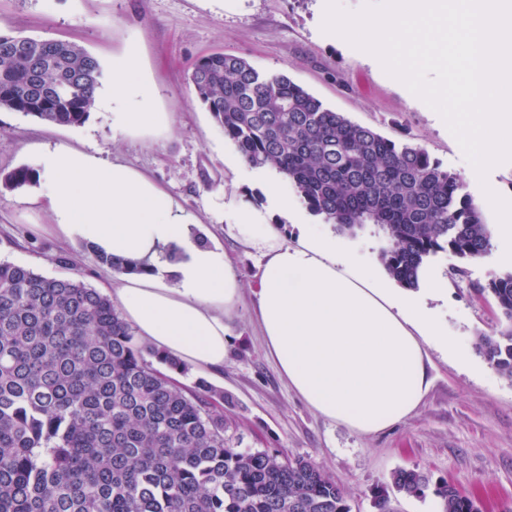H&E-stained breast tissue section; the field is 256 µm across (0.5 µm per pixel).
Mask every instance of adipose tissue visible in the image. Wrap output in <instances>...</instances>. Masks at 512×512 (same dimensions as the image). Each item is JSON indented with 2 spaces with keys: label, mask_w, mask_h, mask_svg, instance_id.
Masks as SVG:
<instances>
[{
  "label": "adipose tissue",
  "mask_w": 512,
  "mask_h": 512,
  "mask_svg": "<svg viewBox=\"0 0 512 512\" xmlns=\"http://www.w3.org/2000/svg\"><path fill=\"white\" fill-rule=\"evenodd\" d=\"M149 93L137 50L127 49L113 64L112 118L130 136L168 126L166 113L131 111L132 97ZM34 153L32 201L53 221L32 232L124 260L105 291L135 335L193 369L223 370L226 319L243 289L231 256L197 237L185 206L145 173L66 145ZM230 230L261 256L255 315L281 374L315 411L373 435L418 408L428 349L456 348L421 298L361 269L335 242L281 240L249 206Z\"/></svg>",
  "instance_id": "obj_1"
}]
</instances>
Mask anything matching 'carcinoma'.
<instances>
[{
  "instance_id": "cac0c4a2",
  "label": "carcinoma",
  "mask_w": 512,
  "mask_h": 512,
  "mask_svg": "<svg viewBox=\"0 0 512 512\" xmlns=\"http://www.w3.org/2000/svg\"><path fill=\"white\" fill-rule=\"evenodd\" d=\"M103 76L80 45L0 31V109L47 124L85 123ZM197 99L253 168H274L307 209L354 235L383 233L379 260L416 289L428 261L484 256L491 232L456 174L409 141L352 122L285 74L216 52L189 74ZM37 183L22 165L0 177ZM499 328L476 348L512 381V271L478 288ZM186 368L139 341L112 300L81 280L0 262V512H350L316 464L241 448L224 429V395L189 392L156 365ZM429 476L393 475L419 496ZM442 512H482L454 485Z\"/></svg>"
}]
</instances>
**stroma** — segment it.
Wrapping results in <instances>:
<instances>
[{
  "label": "stroma",
  "instance_id": "35a3bbf8",
  "mask_svg": "<svg viewBox=\"0 0 512 512\" xmlns=\"http://www.w3.org/2000/svg\"><path fill=\"white\" fill-rule=\"evenodd\" d=\"M325 5L326 0H0V30L83 46L101 64V90L110 86L113 59L137 48L141 77L152 89L140 108L170 118L161 133L131 137L113 124L108 101L95 103L80 126L46 124L1 109L0 172L33 165L34 142L120 160L183 202L211 239L234 256L244 288L228 318L224 369L217 375L190 370L182 380L191 388L202 379L223 393L227 433L242 447L311 460L343 489L351 512H378L376 495L383 489L394 512H439L432 487L421 497L394 491V473L413 468L426 472L432 486L445 480L473 495L484 512H512V381L475 348L478 334L492 333L498 321L492 299L478 297L475 288L512 270L499 238H492L483 257L463 260L444 252L426 265L425 281L448 285L447 298L429 306L455 337L457 350L451 355L429 350L431 383L421 404L385 431L365 436L313 410L281 375L264 342L252 294L261 258L227 231L233 203L263 212L265 223L285 240H296L303 231L333 237L377 273L383 270L382 235L372 226L353 237L337 234L298 200L291 211L274 210L265 170L242 160L187 81L201 56L221 51L286 74L351 121L425 148L457 174L465 193L483 207L487 224L498 219L486 204L485 188L512 200V162L494 166L486 181H479L434 110L380 62L323 31ZM27 195L24 189L0 192V261L94 288L112 275V267L84 243L64 247L53 237L33 234L31 225L49 223L50 217L26 204Z\"/></svg>",
  "mask_w": 512,
  "mask_h": 512
}]
</instances>
